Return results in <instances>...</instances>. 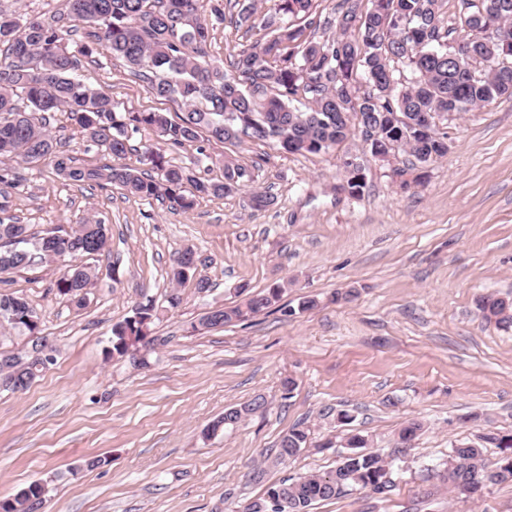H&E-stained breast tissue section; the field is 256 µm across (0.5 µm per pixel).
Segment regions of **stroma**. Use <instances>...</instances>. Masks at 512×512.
I'll use <instances>...</instances> for the list:
<instances>
[{
  "mask_svg": "<svg viewBox=\"0 0 512 512\" xmlns=\"http://www.w3.org/2000/svg\"><path fill=\"white\" fill-rule=\"evenodd\" d=\"M216 3L200 0V13L210 22L206 54L223 65L264 32L214 21ZM87 72L122 106L179 109L109 55H96ZM51 126L76 165L104 163L66 113ZM436 128L449 150L424 184L400 189L393 170L408 164L400 154L372 162L358 196L343 188L344 159L361 145L356 134L326 154L250 139L167 146L172 164L199 176L222 178L229 156L253 177L186 212L116 186L63 180L49 161L25 170L12 214L38 232L96 216L109 226V250L82 259L98 274L82 306L50 290L59 268L8 276L7 290L37 309L57 353L27 391L0 390V497L38 480L47 487L40 512H243L268 484L334 470L346 436L359 433L369 452L391 461L392 490L353 489L312 512H512V483L486 484L468 498L442 479L455 443L512 435V330L485 323L477 309L488 295L512 299V97L437 119ZM255 187L273 205L252 209ZM187 246L212 287L201 294L186 283L170 309L168 272ZM275 283L286 286L280 308L199 329L210 309L242 301L240 285L256 293ZM346 290L349 300L333 302ZM306 296L317 307L300 310ZM145 297L164 312L141 365L112 355L110 337ZM258 396L264 410L203 437L226 408ZM411 420L422 423L421 435L397 447ZM299 421L309 428L307 447L275 461ZM92 457L103 465L86 468Z\"/></svg>",
  "mask_w": 512,
  "mask_h": 512,
  "instance_id": "obj_1",
  "label": "stroma"
}]
</instances>
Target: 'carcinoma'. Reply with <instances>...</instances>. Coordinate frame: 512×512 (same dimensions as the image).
Returning <instances> with one entry per match:
<instances>
[{"label": "carcinoma", "instance_id": "carcinoma-1", "mask_svg": "<svg viewBox=\"0 0 512 512\" xmlns=\"http://www.w3.org/2000/svg\"><path fill=\"white\" fill-rule=\"evenodd\" d=\"M316 0H277L275 13L261 20L264 41L248 45L224 69L205 59L209 28L199 13V0H67L68 21L94 28V41L78 53L90 58L106 52L123 60L133 75L146 80L156 98L177 101L181 111L123 112L118 103L100 94L78 74L80 60L66 44L71 27L53 18L23 19L0 8V273L49 267L69 261L51 282L50 289L78 305L96 274L77 263L98 254L108 244L109 228L87 218L70 230L40 234L10 214L12 194L25 187L18 167L54 162L55 173L70 182L117 186L144 199L162 200L174 211L192 209L204 196L236 193L248 177L245 168L227 159L224 178L212 181L196 170L175 166L160 146H146L142 169L123 165L133 135L151 131L162 143L182 146L200 134L222 143L247 136L275 141L284 150L326 153L360 128L368 152L388 143L414 159L395 169L402 177L410 171L418 184L422 165L448 152V136L436 138L411 128L406 120L424 112L433 117L464 114L504 94L512 95V40L493 33L512 32V0H461L460 25L446 26L443 0H341L326 29L336 33L321 42L310 39ZM235 24L255 28L256 0H235ZM491 61L493 67L474 79V63ZM410 68L412 77L395 76V65ZM362 71L370 90L356 94L355 76ZM65 112L82 137L119 164L94 167L73 164L60 151L51 130V118ZM183 269L170 267L172 284L195 280L198 292L209 291L206 278L195 277L197 253ZM284 286L274 284L239 304L217 308L200 320L203 329L222 328L254 317L278 303ZM160 309L151 299L139 301L132 315L112 326V354L123 356L128 346L150 335ZM40 316L29 301L16 293L0 292V334L40 335ZM29 381L44 369L33 360L32 347L0 358V386L10 390L13 368ZM264 407L259 398L232 406L234 424ZM308 429L298 423L280 439L277 458L296 456L308 442ZM368 440L347 437L348 456L328 474L310 473L266 486L262 496L244 512H311L318 501L333 499L350 487L385 494L393 487L390 465L381 456L364 453ZM455 467L447 480L461 488L474 474L492 484L512 482V456L485 463L459 443L452 448ZM45 486L31 482L3 498L0 512H39Z\"/></svg>", "mask_w": 512, "mask_h": 512}]
</instances>
